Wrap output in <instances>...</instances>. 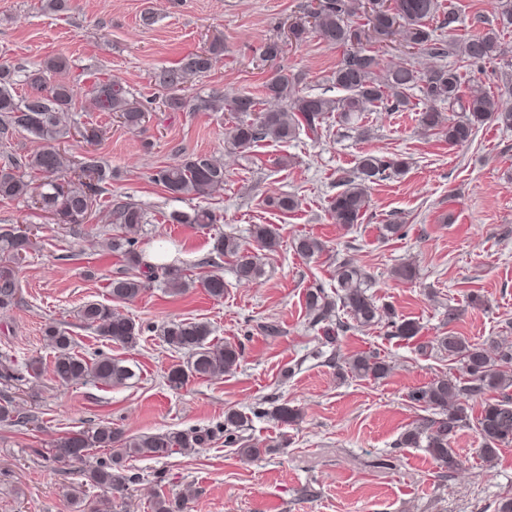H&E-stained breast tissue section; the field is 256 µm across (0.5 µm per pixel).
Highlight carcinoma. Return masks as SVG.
Returning <instances> with one entry per match:
<instances>
[{"instance_id": "cac0c4a2", "label": "carcinoma", "mask_w": 512, "mask_h": 512, "mask_svg": "<svg viewBox=\"0 0 512 512\" xmlns=\"http://www.w3.org/2000/svg\"><path fill=\"white\" fill-rule=\"evenodd\" d=\"M439 0H320L319 9L311 19H299L290 27L291 37L297 42L313 33L323 43L346 48L342 60L332 72L331 82L344 95L330 97L324 94H304L297 88V78L277 71L264 84L263 98L249 94H213L196 103H190L185 91L187 78L209 72L213 62L223 51L222 44L214 42L200 53L187 56L182 62L156 75V81L166 91L162 106L173 111L205 110L227 112L231 125L226 137L229 149L242 152L256 143L271 138L275 141L293 140L304 131L313 135L325 128L331 117L351 128H359L364 113L377 108L387 112L408 111L414 90L422 94L425 107L418 113V122L436 132L452 145L472 141L476 130L487 121H495L512 128V110L500 106L499 98L479 84L461 90V76L456 68L447 66L423 67L419 59L455 55L463 63L489 61L501 54V36L512 29V3L500 0L495 6V25L463 39L445 41L436 35L432 22L439 17ZM366 19L362 25L357 18ZM403 36L413 49L401 62L388 65L370 42H385L395 34ZM23 69L0 66V142L12 144L15 136L26 134L38 143L31 153L8 151L0 166V198L23 197L32 190L27 174H39L36 203L53 213L61 224H82L93 204V198L112 179V170L90 159L82 163L78 181L68 186L58 183L74 165L60 143L70 135L61 121V113L71 109L77 97L75 86L60 80L47 83L40 74L21 76ZM29 85L32 92L17 94L20 83ZM87 94L95 108L102 112L119 114L123 124L133 130L145 121L146 108L133 94L115 79L99 82ZM405 161L382 154L365 153L359 156L351 174L339 179L342 190L329 201V213L338 224H357L370 206L368 184L404 172ZM153 180L165 191L177 197L205 199L224 186V162L209 154L192 153L172 166L156 171ZM112 223L122 235L109 239L108 246L128 256L136 267L143 266L142 275L117 276L109 283L111 300L127 302L136 299L153 280L161 277L172 293L182 294L192 286L182 269L170 264H149L142 260L134 245L137 235L147 223L143 208L132 201L112 204ZM173 224L207 225L216 221L208 209L196 207L192 212H174ZM251 235L256 244L267 251L280 244L278 228L273 224H255ZM30 239L13 229H0V308L14 303L18 293L12 265L27 252ZM321 242L302 237L296 251L312 258L323 252ZM216 251L235 258L238 280L252 282L263 273L258 257L245 251L237 240L226 235L219 240ZM205 292L213 299L224 298V277L211 274L201 281ZM336 296L345 319H336V326L323 328L326 342L338 340L339 333L349 329L369 328L380 323L382 308L367 294L366 276L347 261L336 264ZM307 308L315 313L319 323L328 317L335 303L328 299L324 289L316 288L306 295ZM83 325L97 335L127 348L135 347L142 327L129 317L117 314L112 306L88 301L79 310ZM389 326L392 335L412 339L420 333V326L410 320H397L393 312ZM211 329L204 322L170 321L160 330L163 342L177 351H187L192 360L187 368L176 366L167 374L170 387H182L188 378L207 380L228 373L242 357L241 348L234 342L208 341ZM46 336L55 349L52 374L56 382L68 386L89 380L106 385L123 384L135 372L123 361L105 354L86 357L74 348L72 337L50 326ZM437 347L461 363V374L434 379L408 393L409 400L430 412L427 419L402 434L398 446L425 447L440 467L450 473L461 466L451 443L458 431L467 424L466 409L460 397H481L483 405L476 418L481 439L480 454L487 463L497 457L499 447L512 441V377L506 369L512 367V345L491 342L472 343L461 336L439 338ZM348 372L362 379L384 378L390 365L380 354L372 351L352 356L347 362ZM274 417L288 425L301 418L295 407L281 405L273 410ZM30 422V416L16 412L9 400L0 404V424L19 425ZM247 417L238 412L224 414V426L212 430L162 431L127 436L112 426L102 423L87 430L68 433L53 444V456L59 462L78 463L92 448L111 451L107 460L99 462L84 473L93 488L112 495L121 493L139 479L129 473L123 460L128 457L162 459L174 454H189L212 441L216 433H224L226 441L239 445L238 453L245 459L261 456L262 449L252 448L238 435ZM188 495L173 497L157 493L152 500V512H188Z\"/></svg>"}]
</instances>
